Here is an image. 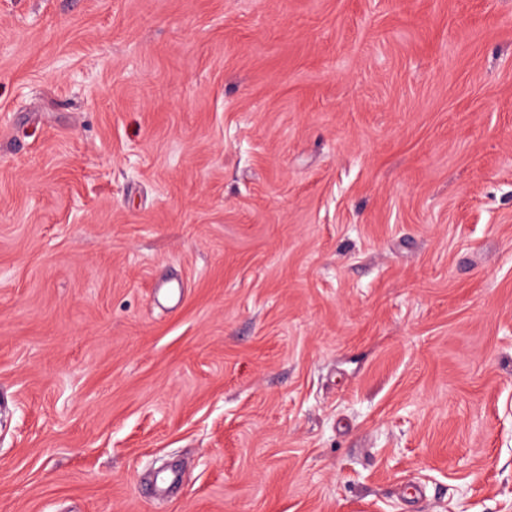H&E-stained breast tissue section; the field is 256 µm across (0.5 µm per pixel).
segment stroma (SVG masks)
I'll return each instance as SVG.
<instances>
[{
  "mask_svg": "<svg viewBox=\"0 0 512 512\" xmlns=\"http://www.w3.org/2000/svg\"><path fill=\"white\" fill-rule=\"evenodd\" d=\"M0 512H512V0H0Z\"/></svg>",
  "mask_w": 512,
  "mask_h": 512,
  "instance_id": "35a3bbf8",
  "label": "stroma"
}]
</instances>
